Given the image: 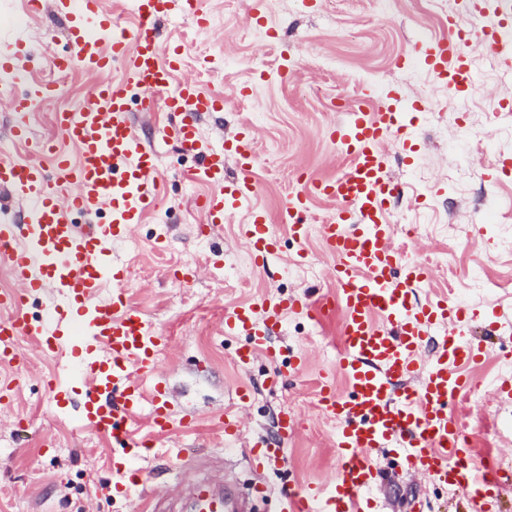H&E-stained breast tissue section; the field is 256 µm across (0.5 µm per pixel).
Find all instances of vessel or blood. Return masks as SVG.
<instances>
[{"instance_id":"b4317fda","label":"vessel or blood","mask_w":512,"mask_h":512,"mask_svg":"<svg viewBox=\"0 0 512 512\" xmlns=\"http://www.w3.org/2000/svg\"><path fill=\"white\" fill-rule=\"evenodd\" d=\"M134 23L125 26L105 14L100 0H58L56 7L69 21L70 54L52 59L55 69L81 66L97 80L79 107L54 115L57 138L35 139L27 116L37 99L57 95L55 84L38 85L32 93L12 98L15 119L11 133L29 148L22 162L0 159V188L26 204L24 219L0 220V262L6 264L15 286L0 291V363L21 367L16 351L19 337H34L38 348L56 357L57 374L46 380L58 413L78 408V421L123 449L125 462L116 464L118 481L109 490L129 496L139 484V472L129 465L148 449L137 439L142 409H149L153 432L172 429V403L162 384L145 387L157 371L158 353L168 342L152 330L141 310L126 297L125 267L113 264L114 243L125 239L132 225L142 223L160 195L157 162L129 121L128 88L138 92L141 111L164 107L179 120L167 136L184 154L197 159L190 181L213 185L197 206L207 230L255 193L250 177L255 163L254 136L241 129L221 147L205 145L197 130L199 116L219 112L222 99L196 83L177 81L185 51L162 48L158 25L170 11L171 0H131ZM451 37L432 43L423 54L437 81L464 89L472 74L463 44L478 37L498 57L512 45V0H495L492 20L471 33L462 18L448 21ZM123 67L116 84L101 75L114 64ZM409 128L394 106L377 112L365 105L349 110L345 122L329 129V138L350 157L348 170L333 179L298 182L307 192L289 197L279 221L292 237L302 239L308 226L302 219L311 196L336 204L321 227L327 253L333 258L336 292L319 299L301 293L263 297L259 304L225 312L224 332L246 337L237 352L247 364L257 352L268 351L269 333L287 312L316 317L341 312L340 346L336 365L348 382L338 394L330 375H323L318 408L336 424L334 446L339 469L328 486L309 484L284 492L286 512H372L369 490L377 471L369 453L388 448L401 455L408 470L423 472L460 491L473 512H498L494 488L512 482V473L490 462L476 467L466 446L463 425L451 405L471 390L465 366L481 357V342L467 336L468 309L439 300L428 304L412 298L415 286L429 278V268L393 245L389 221L393 199L405 186L390 175L385 141H407ZM233 157L240 170L236 181L225 182L224 160ZM110 208L107 224H75V216ZM240 232L255 267H265L279 249V237L267 213L251 210ZM112 297L98 303L104 288ZM56 289V301L42 321L31 323L24 314L30 300ZM440 331L433 339L432 331ZM232 493L217 494L209 485L194 494L196 512H226Z\"/></svg>"}]
</instances>
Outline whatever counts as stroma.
<instances>
[{"instance_id": "35a3bbf8", "label": "stroma", "mask_w": 512, "mask_h": 512, "mask_svg": "<svg viewBox=\"0 0 512 512\" xmlns=\"http://www.w3.org/2000/svg\"><path fill=\"white\" fill-rule=\"evenodd\" d=\"M248 2L203 0L210 18L204 31L177 7L159 23L162 43L185 49L181 80L224 99L223 112L200 118L201 137L218 147L241 127H251L256 162L250 176L257 187L252 203L277 223L283 202L301 189L297 169L328 179L350 165L326 135L345 117L334 103L354 102L366 92L377 111L401 99L416 152L408 166L401 145H384L391 175L409 193L392 205L389 219L416 224L420 234L410 239L399 233L394 240L431 270L417 289L420 301L445 298L474 312L468 333L484 341L487 355L472 371L473 393L451 412L478 455H492L512 470V401L498 398L494 387L512 376L506 360L512 351V177L498 172L500 153L512 151V66L472 40L467 53L473 81L451 99L414 58L424 41L448 36L449 18L467 14L468 0H322L314 10L302 0H265L273 34L254 43L236 35ZM467 16L477 28L487 22L479 14ZM67 29L53 0L35 15L26 0H0V55L18 57V91L48 81L51 57L71 50ZM407 53L412 61L398 66ZM248 83L251 95L240 97ZM415 100L423 101L425 111L412 110ZM130 119L157 155L165 195L133 227L129 240L136 247L116 243L112 256L129 270L132 305L170 338L158 356L156 378L193 427L178 425L156 437L152 453L137 463L141 484L129 497L110 496L107 487L117 478L111 461L122 449L55 410L44 379L57 363L24 337L18 352L27 368L20 388L0 402V512H146L152 497L159 501L157 512H187V486L208 477L218 484L237 482L249 495L246 512H280L282 491L326 483L339 468L332 445L336 429L317 402L320 377L339 346L341 316L316 321L285 315L275 339L277 360L259 353L242 366L237 351L245 339L225 335L224 314L267 295L335 292L333 259L324 251L320 226L336 205L312 199L309 233L301 242L277 223L281 248L264 270H255L237 233L247 209L235 211L210 236H199L204 217L195 199L209 187L185 179L195 160L164 136L173 117L134 108ZM301 249L308 258L295 261ZM173 267L189 272L190 283L171 279ZM242 384L251 390L242 407L248 434L276 439L272 419L284 410L298 422V434L282 455L258 471L251 469L247 449L225 444L216 430L218 415L238 407L235 391ZM17 418L26 419V429L14 426ZM369 456L385 475L374 489L379 512H467L461 493L408 472L388 449H373Z\"/></svg>"}]
</instances>
